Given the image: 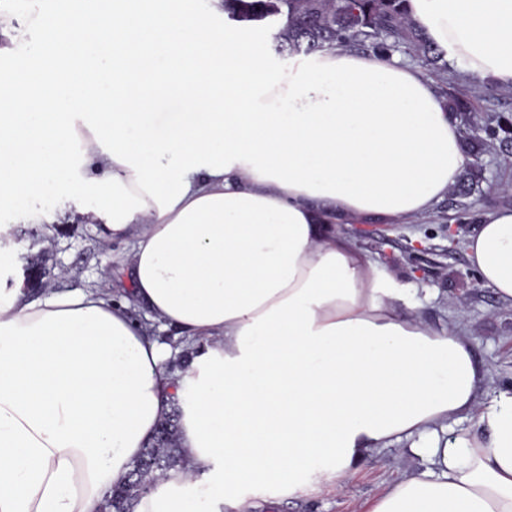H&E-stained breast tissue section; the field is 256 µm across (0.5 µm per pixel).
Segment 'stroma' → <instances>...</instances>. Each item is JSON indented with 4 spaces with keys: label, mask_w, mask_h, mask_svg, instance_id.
I'll return each instance as SVG.
<instances>
[{
    "label": "stroma",
    "mask_w": 512,
    "mask_h": 512,
    "mask_svg": "<svg viewBox=\"0 0 512 512\" xmlns=\"http://www.w3.org/2000/svg\"><path fill=\"white\" fill-rule=\"evenodd\" d=\"M34 0H0V10L11 18L9 30H0V47L13 46L27 54L37 35L27 32L28 16ZM26 37L12 42L13 31ZM476 110L462 122L471 129L489 122L498 114L512 113V89L487 92L484 85L469 86ZM480 164L484 180L469 203L476 213L496 208H512V191L501 193L503 184H512V147L485 153ZM458 197H446L436 208V217L402 224L375 225L372 236L358 234L357 224L344 221L337 231L354 238L357 247L371 258L377 269L399 276L413 290L415 312L435 328H462L473 346L478 364L487 371V394L512 386V305L500 301L484 287L470 266L464 240L476 227L474 221L457 222ZM14 261L28 264L35 255L45 254L47 273L33 296L59 290L92 289L126 295L129 284L121 272L129 251L124 242L104 237L102 226L88 222L71 201L46 195L33 198L27 209L13 215ZM425 463L411 454L406 445L379 450L371 460L336 484L324 474L294 493L269 496L248 489L244 498L251 512H365L369 504L392 483Z\"/></svg>",
    "instance_id": "obj_1"
}]
</instances>
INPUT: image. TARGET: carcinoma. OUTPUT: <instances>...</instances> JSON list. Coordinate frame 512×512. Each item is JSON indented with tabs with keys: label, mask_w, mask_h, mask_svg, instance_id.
I'll return each mask as SVG.
<instances>
[{
	"label": "carcinoma",
	"mask_w": 512,
	"mask_h": 512,
	"mask_svg": "<svg viewBox=\"0 0 512 512\" xmlns=\"http://www.w3.org/2000/svg\"><path fill=\"white\" fill-rule=\"evenodd\" d=\"M220 6L232 21H273L277 26L275 48L288 56L334 48H360L380 58L412 53L423 66L441 75V89L452 116L458 118L474 110L472 98L459 88V81L466 76L450 71L448 62L408 16L406 0H221ZM497 144L512 145V116H497L480 134H462L463 151L472 163L452 188L454 195L467 196L478 186L482 180L478 159ZM176 430L174 419L164 418L158 439L138 467H149L154 457L163 458L169 467L174 466ZM134 497L135 491L126 485L114 493L106 508L124 512V503Z\"/></svg>",
	"instance_id": "obj_1"
}]
</instances>
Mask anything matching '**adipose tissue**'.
Listing matches in <instances>:
<instances>
[{
	"instance_id": "adipose-tissue-1",
	"label": "adipose tissue",
	"mask_w": 512,
	"mask_h": 512,
	"mask_svg": "<svg viewBox=\"0 0 512 512\" xmlns=\"http://www.w3.org/2000/svg\"><path fill=\"white\" fill-rule=\"evenodd\" d=\"M407 8L461 72L512 88V0ZM29 27L27 57L0 48V268L3 215L65 193L129 243L131 288L0 284V512H99L174 401L180 461L131 512H243L246 488L341 480L403 441L429 469L366 512H512V387L485 397L470 339L332 227L427 217L457 183L434 81L343 49L277 69L198 0H40ZM465 247L512 303V208Z\"/></svg>"
}]
</instances>
